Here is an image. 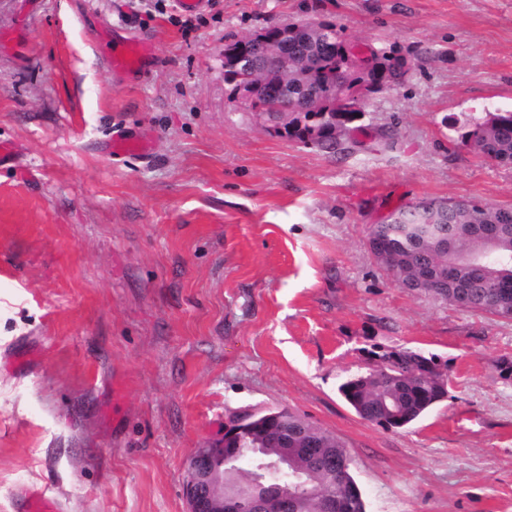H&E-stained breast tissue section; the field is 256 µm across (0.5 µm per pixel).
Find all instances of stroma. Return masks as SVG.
I'll return each mask as SVG.
<instances>
[{
  "label": "stroma",
  "mask_w": 512,
  "mask_h": 512,
  "mask_svg": "<svg viewBox=\"0 0 512 512\" xmlns=\"http://www.w3.org/2000/svg\"><path fill=\"white\" fill-rule=\"evenodd\" d=\"M325 18L405 81L326 153L231 99L224 37ZM151 40L114 78L102 30ZM512 109V0H0V512H188L187 464L236 417L286 409L348 449L367 512H512V321L398 287L371 225L427 198L512 207L465 142ZM154 140L113 160L117 128ZM446 368L410 426L339 392L364 348Z\"/></svg>",
  "instance_id": "35a3bbf8"
}]
</instances>
